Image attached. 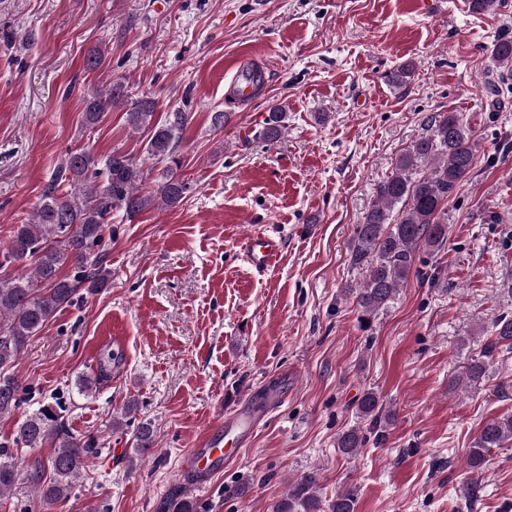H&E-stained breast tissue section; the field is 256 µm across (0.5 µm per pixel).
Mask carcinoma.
<instances>
[{"instance_id":"obj_1","label":"carcinoma","mask_w":512,"mask_h":512,"mask_svg":"<svg viewBox=\"0 0 512 512\" xmlns=\"http://www.w3.org/2000/svg\"><path fill=\"white\" fill-rule=\"evenodd\" d=\"M491 58L512 70V39L493 45ZM412 73L403 64L385 75L393 86L407 83ZM129 100L127 85L111 80L83 97L82 120L95 127L112 107ZM131 101V100H129ZM158 103L145 96L131 101L126 122L136 133L147 135L146 154L154 163H178L175 157L183 128L191 113L176 109L165 121L156 120ZM286 113L278 106L269 109L262 136L275 138L284 127ZM476 140L458 112L439 113L431 118L424 134L398 157L393 174L377 185L376 201L363 223L357 225L350 246V263L366 270V280L348 289L356 303L360 327L367 330L374 319L390 307L400 288L413 274L420 248L440 247L448 240V197L473 169ZM151 168L130 153L113 150L99 159L87 149L69 150L50 175L49 184L35 205L29 222L17 224L3 251L0 268L14 266L20 273L0 275V414L14 411L21 401V382L5 368L27 347L30 338L78 291L92 295L106 287L112 271L104 263L106 230L112 217L132 221L146 208L159 204L178 206L188 184L172 168L147 189ZM74 269L71 277L62 268ZM512 352V318L499 319L494 337L481 347V359L473 362L467 378L484 377L488 362ZM360 418L377 431L376 439L393 421L381 397L366 391L357 404ZM155 430L143 422L135 432L134 451L154 448ZM512 441V416L494 418L481 428L469 448L466 465L470 474L463 490L471 501L481 489L489 449ZM367 443L359 427L342 431L336 441L345 455H353ZM50 447L47 459L36 458L21 468L14 448ZM94 435L66 431L60 407L45 402L16 423L12 440L0 443V497L23 486L46 505L65 502L87 467L99 453ZM319 479L305 472L274 502L270 512H355L356 495L347 489L323 504L318 495Z\"/></svg>"}]
</instances>
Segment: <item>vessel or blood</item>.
<instances>
[{"label":"vessel or blood","mask_w":512,"mask_h":512,"mask_svg":"<svg viewBox=\"0 0 512 512\" xmlns=\"http://www.w3.org/2000/svg\"><path fill=\"white\" fill-rule=\"evenodd\" d=\"M254 71L252 63L240 62L235 78L228 84L229 93L242 100L249 99L253 93ZM281 253L280 237L249 236L245 239L243 256L256 270L273 268L279 262ZM262 417V410L249 403L234 414L213 423L193 444L183 460L180 477L186 488L194 490L208 487L225 466L237 459Z\"/></svg>","instance_id":"b4317fda"}]
</instances>
